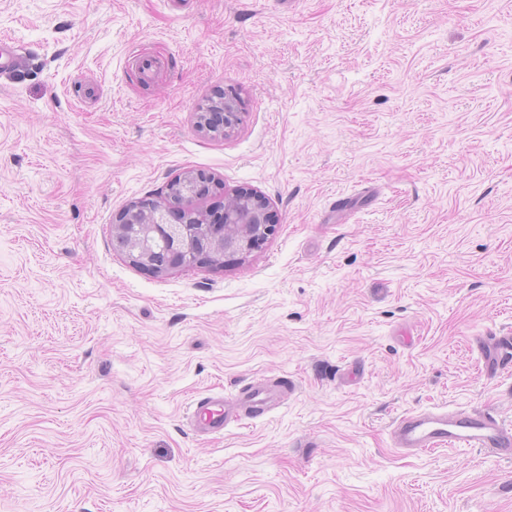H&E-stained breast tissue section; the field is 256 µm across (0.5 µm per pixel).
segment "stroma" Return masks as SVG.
Wrapping results in <instances>:
<instances>
[{
	"mask_svg": "<svg viewBox=\"0 0 512 512\" xmlns=\"http://www.w3.org/2000/svg\"><path fill=\"white\" fill-rule=\"evenodd\" d=\"M0 512H512V0H0ZM241 120L197 115L219 92ZM187 170L269 201L158 276L115 217ZM287 379L222 436L196 398ZM212 108H217L224 112V126L214 129L215 127L208 121V112L199 115V126L215 134L228 135L236 127L239 120L235 102L230 98L223 97L212 105ZM391 440L393 447L404 453L461 445L512 458V429L485 412L462 414L440 408L411 413L395 422Z\"/></svg>",
	"mask_w": 512,
	"mask_h": 512,
	"instance_id": "obj_1",
	"label": "stroma"
}]
</instances>
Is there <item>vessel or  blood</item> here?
<instances>
[{"label": "vessel or blood", "mask_w": 512, "mask_h": 512, "mask_svg": "<svg viewBox=\"0 0 512 512\" xmlns=\"http://www.w3.org/2000/svg\"><path fill=\"white\" fill-rule=\"evenodd\" d=\"M287 390L284 382H253L232 398L220 393L201 397L193 404L191 429L195 434L210 436L223 432L242 416L270 415L283 405ZM391 440L394 448L404 453L461 445L512 458V429L485 412L462 414L440 408L411 413L396 421Z\"/></svg>", "instance_id": "vessel-or-blood-1"}]
</instances>
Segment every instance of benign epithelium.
Listing matches in <instances>:
<instances>
[{
  "instance_id": "obj_1",
  "label": "benign epithelium",
  "mask_w": 512,
  "mask_h": 512,
  "mask_svg": "<svg viewBox=\"0 0 512 512\" xmlns=\"http://www.w3.org/2000/svg\"><path fill=\"white\" fill-rule=\"evenodd\" d=\"M214 107L224 112V126L210 127L206 113L199 115V126L226 136L238 124L235 102L223 97ZM209 184L220 188L211 176L186 171L169 181L160 198L136 202L119 214L113 237L123 239L133 265L167 275L176 268L243 259L262 247L274 231L267 200L252 192L224 194V226L217 232L209 208L200 203Z\"/></svg>"
}]
</instances>
